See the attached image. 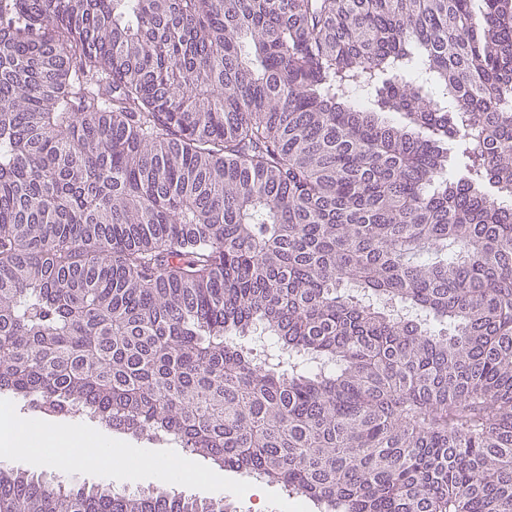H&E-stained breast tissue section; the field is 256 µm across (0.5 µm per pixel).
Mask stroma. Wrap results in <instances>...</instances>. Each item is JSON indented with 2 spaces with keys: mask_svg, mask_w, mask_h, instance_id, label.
I'll list each match as a JSON object with an SVG mask.
<instances>
[{
  "mask_svg": "<svg viewBox=\"0 0 512 512\" xmlns=\"http://www.w3.org/2000/svg\"><path fill=\"white\" fill-rule=\"evenodd\" d=\"M96 434L106 441H121L125 448L130 449V456H145L150 458H162L179 460L183 454L177 448H163L155 442L138 439L129 435L107 429L103 426H95ZM130 456H119L113 459V474H100L88 471L80 467L72 457L63 451H56L53 460L36 462L30 459L25 461L10 462V469L39 475L46 481L53 482L65 480L86 486L109 485L119 492H147L158 487H166L170 493L186 497L207 500L229 498L236 512H279L281 505L295 504L299 502L298 496L289 494L287 489L276 484H263L262 496L230 495L225 490L226 484L236 485L249 483L248 475L233 471H223L212 468L210 464L200 458L193 459L192 464L198 476L191 483L162 484L161 480L151 476H139L132 480L118 478L117 473L127 467ZM300 503V502H299Z\"/></svg>",
  "mask_w": 512,
  "mask_h": 512,
  "instance_id": "1",
  "label": "stroma"
}]
</instances>
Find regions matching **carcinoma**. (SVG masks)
<instances>
[{
	"label": "carcinoma",
	"instance_id": "carcinoma-1",
	"mask_svg": "<svg viewBox=\"0 0 512 512\" xmlns=\"http://www.w3.org/2000/svg\"><path fill=\"white\" fill-rule=\"evenodd\" d=\"M512 0H0V393L317 512H512ZM0 512H234L0 468Z\"/></svg>",
	"mask_w": 512,
	"mask_h": 512
}]
</instances>
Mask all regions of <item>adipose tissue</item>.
<instances>
[{
    "label": "adipose tissue",
    "mask_w": 512,
    "mask_h": 512,
    "mask_svg": "<svg viewBox=\"0 0 512 512\" xmlns=\"http://www.w3.org/2000/svg\"><path fill=\"white\" fill-rule=\"evenodd\" d=\"M31 448H64L80 464L103 471L118 448L80 427L49 431L33 421H21L9 415L0 416V456L11 458Z\"/></svg>",
    "instance_id": "obj_1"
}]
</instances>
